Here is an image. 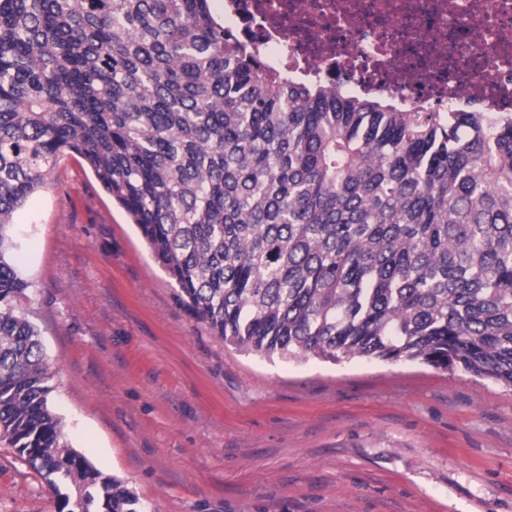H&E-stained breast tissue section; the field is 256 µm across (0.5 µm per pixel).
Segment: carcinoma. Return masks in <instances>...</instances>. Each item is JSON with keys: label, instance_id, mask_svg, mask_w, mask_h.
Segmentation results:
<instances>
[{"label": "carcinoma", "instance_id": "1", "mask_svg": "<svg viewBox=\"0 0 512 512\" xmlns=\"http://www.w3.org/2000/svg\"><path fill=\"white\" fill-rule=\"evenodd\" d=\"M67 154L224 340L512 386V116L294 79L208 0H0V442L68 487L62 508L137 512L63 445L19 308L14 218Z\"/></svg>", "mask_w": 512, "mask_h": 512}]
</instances>
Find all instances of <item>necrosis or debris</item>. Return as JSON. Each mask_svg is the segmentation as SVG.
<instances>
[{"label": "necrosis or debris", "instance_id": "1", "mask_svg": "<svg viewBox=\"0 0 512 512\" xmlns=\"http://www.w3.org/2000/svg\"><path fill=\"white\" fill-rule=\"evenodd\" d=\"M268 64L405 112H512V0H223Z\"/></svg>", "mask_w": 512, "mask_h": 512}]
</instances>
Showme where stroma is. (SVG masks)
<instances>
[{"instance_id": "1", "label": "stroma", "mask_w": 512, "mask_h": 512, "mask_svg": "<svg viewBox=\"0 0 512 512\" xmlns=\"http://www.w3.org/2000/svg\"><path fill=\"white\" fill-rule=\"evenodd\" d=\"M20 304L70 449L138 512H512V387L418 362L268 359L195 321L77 155L15 217ZM0 443V512H60Z\"/></svg>"}]
</instances>
